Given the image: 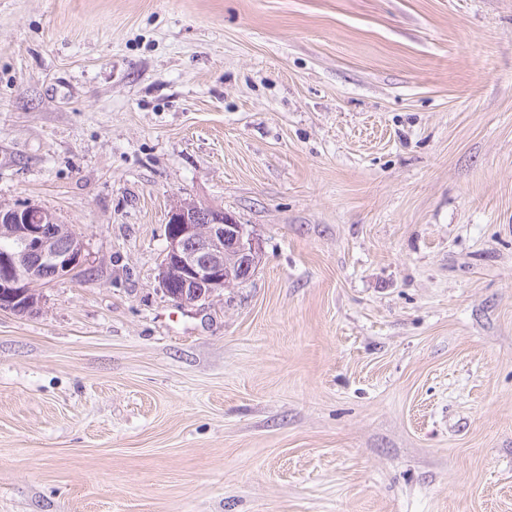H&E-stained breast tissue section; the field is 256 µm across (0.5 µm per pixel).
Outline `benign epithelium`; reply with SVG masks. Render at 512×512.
<instances>
[{"instance_id":"1","label":"benign epithelium","mask_w":512,"mask_h":512,"mask_svg":"<svg viewBox=\"0 0 512 512\" xmlns=\"http://www.w3.org/2000/svg\"><path fill=\"white\" fill-rule=\"evenodd\" d=\"M39 208L32 204L10 209L0 207V223L12 227L21 250L0 252V298L21 313H33L32 282L65 276L85 263L84 251L68 245L57 229L47 223H32ZM168 223L167 246L161 266V283L166 295L179 304L210 299L228 285L250 279L260 258L257 240L243 225L222 210L199 203L173 207Z\"/></svg>"}]
</instances>
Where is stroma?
Here are the masks:
<instances>
[{
  "label": "stroma",
  "instance_id": "stroma-1",
  "mask_svg": "<svg viewBox=\"0 0 512 512\" xmlns=\"http://www.w3.org/2000/svg\"><path fill=\"white\" fill-rule=\"evenodd\" d=\"M258 240L177 304L172 204ZM0 512H512V0H0ZM37 211L43 214L41 224H32V215ZM46 220L51 224H44ZM0 223V251H19V243L22 247L16 253L0 252V297L9 302L4 304L8 309L21 301L14 310L31 314L36 307L32 297H36L37 303L39 299L36 289L31 288L32 282L65 276L73 268L82 267L86 261L84 251L69 246L53 226L52 217L35 205L23 204L10 209L0 207ZM6 224L12 225L13 236L18 241L11 238ZM42 270L54 273L45 278L41 276Z\"/></svg>",
  "mask_w": 512,
  "mask_h": 512
}]
</instances>
